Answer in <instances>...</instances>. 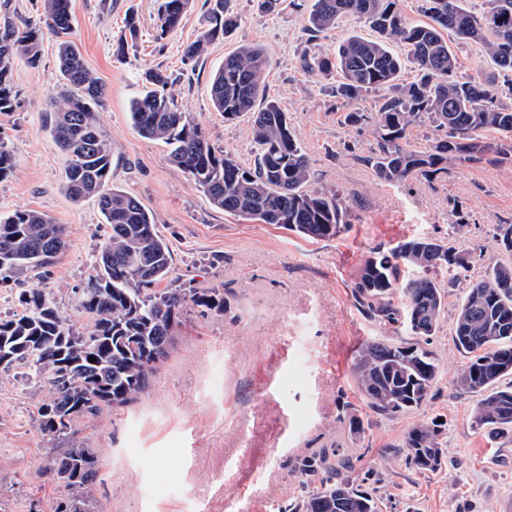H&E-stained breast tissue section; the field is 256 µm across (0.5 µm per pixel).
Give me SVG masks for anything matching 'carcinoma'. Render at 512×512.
Instances as JSON below:
<instances>
[{"mask_svg":"<svg viewBox=\"0 0 512 512\" xmlns=\"http://www.w3.org/2000/svg\"><path fill=\"white\" fill-rule=\"evenodd\" d=\"M192 0H162L161 34L176 31ZM422 24L407 20L399 0H312L307 31L311 39L354 16L378 34L346 38L334 53L303 56L307 71L335 70L342 80L332 94L345 110L347 126L372 130L374 146L367 162L377 178L400 185L417 177L448 172L452 162H478L491 154L512 161V110L496 105L499 94L512 96L506 85L478 81L460 72L456 47L482 45L496 69L512 74V0H485L475 13L465 0H422ZM45 23L56 33L63 90L49 97L50 132L67 155L64 188L75 203L96 200L111 233L99 254V271L81 289L77 307L89 318L85 328L64 319L39 289L19 297L22 311L0 320V359L4 367L23 365L50 387L37 408L42 431L68 441L53 461L59 485L67 491L61 512H94L90 487L98 477V458L77 438L75 423L105 407H123L148 387L157 365L167 357L174 330L188 303L224 307L218 288L208 294L178 288L171 279V249L153 216L133 195L112 184V147L99 124L104 105L102 85L86 68L69 39V0H45ZM200 39L188 44L184 57L200 56L203 45L229 34L236 17L226 0H214ZM456 38L448 44L444 34ZM405 54L391 51L390 43ZM39 28L4 10L0 17V112L16 106L13 66L23 55L34 65L40 56ZM414 77L400 79L406 65ZM268 61L263 48L243 44L224 57L210 84V98L224 121L250 118L253 166L218 153L199 124L183 112L171 92L173 82L160 69H149L146 90L130 105L132 126L144 138L169 146V159L195 183L216 208L273 224L314 241L339 237L348 226V210L336 193L309 189L310 159L275 102L255 110L264 97ZM383 96L375 113L352 108L367 91ZM483 102L477 112L476 101ZM417 127L436 137L424 147L411 144ZM499 249L512 258V224L497 225ZM68 247L67 231L51 216L17 210L0 216V283L44 269ZM467 258L455 247L432 238L410 237L378 248L364 259L352 284V295L370 318L393 336L370 339L357 350L353 374L366 407L376 416L394 419L422 407L439 374L434 354L416 338L434 334L447 308V291L439 276L456 283L468 271ZM415 338L409 342L401 332ZM458 351L470 363L453 379L456 390L476 398L472 424L492 436L512 433V385L501 380L502 357H512V262L488 268L470 283L452 326ZM95 358L89 362V358ZM406 463L434 472L444 463L446 448L437 424L419 422L402 443ZM349 460L328 454L303 460L305 492L291 512H383L377 486L361 489L344 472Z\"/></svg>","mask_w":512,"mask_h":512,"instance_id":"1","label":"carcinoma"}]
</instances>
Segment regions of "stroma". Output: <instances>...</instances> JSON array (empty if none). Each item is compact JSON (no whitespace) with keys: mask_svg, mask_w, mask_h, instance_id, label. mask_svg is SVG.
Instances as JSON below:
<instances>
[{"mask_svg":"<svg viewBox=\"0 0 512 512\" xmlns=\"http://www.w3.org/2000/svg\"><path fill=\"white\" fill-rule=\"evenodd\" d=\"M161 0H70L71 37L105 91L100 126L112 143V182L136 196L172 248L178 285L224 291L223 310L189 306L168 357L145 392L118 410L81 418L78 437L93 448L99 477L91 497L101 512H279L304 491L302 457L324 452L352 457L349 480L378 481L385 512H505L512 505V435L487 439L471 425L474 398L459 394L455 374L469 359L454 346L451 327L467 282L427 347L440 376L428 401L394 419L369 413L352 365L360 343L381 335L356 305L353 279L370 251L410 236L439 239L469 259L471 276L500 260L497 225L512 224V162L449 165L435 179L401 186L376 178L366 159L370 130L342 124L331 91L339 73L313 74L304 53L333 52L348 36L373 38L356 18L341 19L308 41L310 0H232L237 28L207 43L193 61L184 47L204 29L208 0H192L174 33L157 28ZM139 21L124 56L118 39L128 14ZM260 45L268 59L266 97L287 112L311 159L313 188L342 196L350 225L338 239L311 242L287 229L212 206L168 147L140 136L129 106L145 89L143 73L172 75L177 102L216 150L252 164L249 122L224 121L209 96L214 73L239 45ZM58 39L41 36V58L13 67L17 106L0 112V141L15 168L0 180V214H49L67 228L69 247L46 277L0 283V314L18 310V293L44 289L65 319L83 326L80 288L98 270L110 232L94 200L76 203L63 191L67 157L45 124L48 98L61 90ZM47 385L28 370L0 371V512H57L67 497L52 471L63 444L43 432L37 407ZM361 416L354 435L343 417ZM437 422L444 466L419 472L401 443L414 424Z\"/></svg>","mask_w":512,"mask_h":512,"instance_id":"stroma-1","label":"stroma"}]
</instances>
